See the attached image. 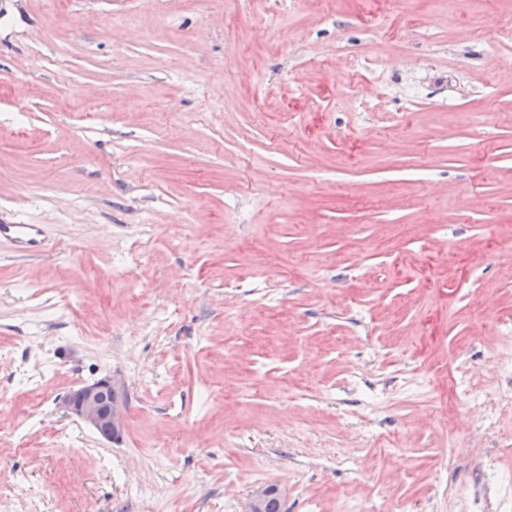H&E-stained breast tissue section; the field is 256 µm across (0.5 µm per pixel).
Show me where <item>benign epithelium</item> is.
Segmentation results:
<instances>
[{"label": "benign epithelium", "mask_w": 512, "mask_h": 512, "mask_svg": "<svg viewBox=\"0 0 512 512\" xmlns=\"http://www.w3.org/2000/svg\"><path fill=\"white\" fill-rule=\"evenodd\" d=\"M123 384L104 377L70 392L64 399L66 412L84 422L103 438L119 439L126 422V406L122 400ZM278 485L267 483L258 488L249 503V512H264L265 503Z\"/></svg>", "instance_id": "obj_1"}]
</instances>
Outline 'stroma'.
Returning a JSON list of instances; mask_svg holds the SVG:
<instances>
[{"mask_svg":"<svg viewBox=\"0 0 512 512\" xmlns=\"http://www.w3.org/2000/svg\"><path fill=\"white\" fill-rule=\"evenodd\" d=\"M511 24L512 0H0V216L47 246L0 243V512L34 487L41 512H248L266 483L282 512H503ZM269 351L293 382L254 371ZM416 365L508 415L407 397ZM106 374L122 441L68 438ZM43 403L41 400L34 401L28 408L27 417L19 422L11 432L12 437L17 442L18 446H22L31 431L34 429L38 422V417L42 412Z\"/></svg>","mask_w":512,"mask_h":512,"instance_id":"stroma-1","label":"stroma"}]
</instances>
